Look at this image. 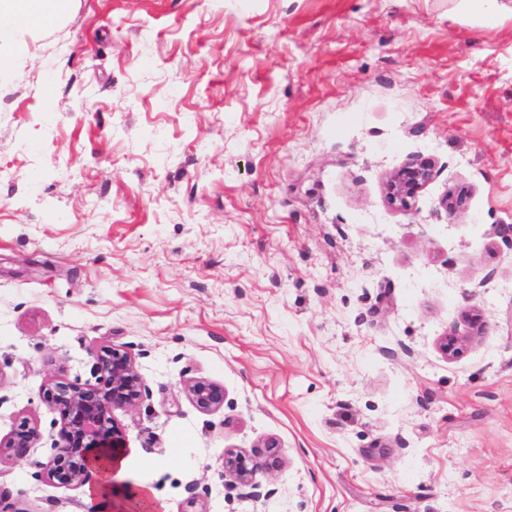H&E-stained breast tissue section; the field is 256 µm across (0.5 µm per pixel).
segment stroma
<instances>
[{
    "mask_svg": "<svg viewBox=\"0 0 512 512\" xmlns=\"http://www.w3.org/2000/svg\"><path fill=\"white\" fill-rule=\"evenodd\" d=\"M498 5L70 0L0 46V440L41 434L25 462L0 450V506L85 512L40 468L42 391L111 345L148 387L114 416L158 512H512ZM419 156L435 176L398 209L386 180ZM270 438L285 464L256 499L221 457ZM184 390L201 411L213 412L224 405V388L219 385L197 380L186 384Z\"/></svg>",
    "mask_w": 512,
    "mask_h": 512,
    "instance_id": "1",
    "label": "stroma"
}]
</instances>
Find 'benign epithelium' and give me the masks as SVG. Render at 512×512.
Returning a JSON list of instances; mask_svg holds the SVG:
<instances>
[{"label": "benign epithelium", "mask_w": 512, "mask_h": 512, "mask_svg": "<svg viewBox=\"0 0 512 512\" xmlns=\"http://www.w3.org/2000/svg\"><path fill=\"white\" fill-rule=\"evenodd\" d=\"M433 171V160L413 159L387 180L388 199L402 208L409 207L411 200L432 180ZM89 356L94 380L78 383L50 378L42 393V401L59 412L63 426L53 454L39 466L50 481L65 487L89 483L96 456L127 453L114 411L135 409L147 390L130 353L104 345L91 350ZM184 390L203 412H213L224 405V388L219 385L197 380L185 385ZM39 438L37 428L28 419H21L8 441L14 462L25 460ZM265 448L266 455L259 460L236 448L224 449L222 456L224 475L251 489V496L256 498L260 496L256 475L273 473L284 463L277 440H267ZM134 494L133 490L127 497L110 500L106 512H138Z\"/></svg>", "instance_id": "7a95c632"}]
</instances>
